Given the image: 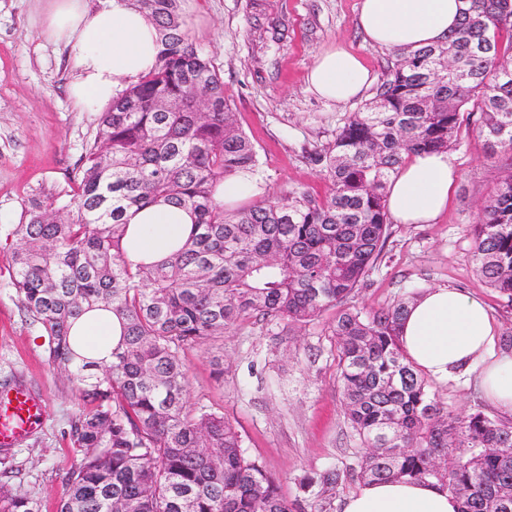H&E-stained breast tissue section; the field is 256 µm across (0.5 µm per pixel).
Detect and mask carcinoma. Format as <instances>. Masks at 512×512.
Wrapping results in <instances>:
<instances>
[{
	"instance_id": "obj_1",
	"label": "carcinoma",
	"mask_w": 512,
	"mask_h": 512,
	"mask_svg": "<svg viewBox=\"0 0 512 512\" xmlns=\"http://www.w3.org/2000/svg\"><path fill=\"white\" fill-rule=\"evenodd\" d=\"M465 3L447 41L395 50L373 98L311 155L327 195L293 189L227 211L218 192L258 173L256 148L180 0H134L161 35L155 69L100 113L65 204L33 198L9 232L11 285L81 401L58 512H304L308 495L333 512L348 480L401 479L435 482L461 512H512V420L453 414L431 391L399 341L415 293L352 305L389 236L387 187L406 155L456 148L471 125L490 153L512 154V0ZM158 204L194 221L170 256L136 266L127 214ZM472 262L512 302V170L480 209ZM95 307L123 325L108 361L73 332ZM333 309L343 413L362 447L349 466L303 476L290 502L224 414L188 406L181 354L243 320L302 326ZM0 512L39 508L0 482Z\"/></svg>"
}]
</instances>
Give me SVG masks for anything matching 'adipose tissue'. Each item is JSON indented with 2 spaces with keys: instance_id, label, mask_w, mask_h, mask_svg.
Segmentation results:
<instances>
[{
  "instance_id": "adipose-tissue-1",
  "label": "adipose tissue",
  "mask_w": 512,
  "mask_h": 512,
  "mask_svg": "<svg viewBox=\"0 0 512 512\" xmlns=\"http://www.w3.org/2000/svg\"><path fill=\"white\" fill-rule=\"evenodd\" d=\"M463 0H361L357 26L367 40L388 49L421 48L443 40L454 27ZM44 37L62 44L73 71L70 96L81 111L95 112L155 68V23L131 0H110L93 8L88 0H50ZM307 81L328 101L362 96L371 83L361 60L343 45L315 59ZM458 173L445 152L421 151L406 157L388 187V214L398 224H434L447 211ZM192 218L180 208L155 205L128 213V257L148 262L177 249ZM78 330L96 358L107 356L120 336L117 319L89 312ZM493 311L451 286L428 288L408 306L400 328L407 357L428 379L444 382L475 371L484 399L512 418V350L500 346ZM460 501L425 481L360 484L340 504V512H459Z\"/></svg>"
}]
</instances>
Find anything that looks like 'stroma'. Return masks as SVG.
<instances>
[{
    "instance_id": "35a3bbf8",
    "label": "stroma",
    "mask_w": 512,
    "mask_h": 512,
    "mask_svg": "<svg viewBox=\"0 0 512 512\" xmlns=\"http://www.w3.org/2000/svg\"><path fill=\"white\" fill-rule=\"evenodd\" d=\"M360 0H182L190 40L209 55L240 128L254 143L259 177L268 194L306 189L324 195L329 182L310 155L332 140L345 117L372 98L394 59L370 44L356 26ZM46 0H0V390L27 388L47 404L41 430L11 448L8 479L57 512L64 479L76 462L68 432L78 400L64 374L49 367L47 338L10 285L20 223L32 197L69 188L98 122L79 111L73 79L60 47L42 34ZM340 43L370 70L363 97L336 103L313 93L307 75L316 56ZM451 157L459 171L454 199L435 224H394L381 259L356 298L369 310L386 308L411 288L453 286L496 313L502 335L512 334V303L476 273L470 257L473 225L507 168L503 154L487 156L478 129L462 130ZM222 356L224 377L212 359ZM190 406L223 412L243 438L249 458L276 476L294 499L304 474L353 463L360 446L345 419L337 381L336 339L328 319L282 331L249 320L222 344L187 350ZM449 410H486L474 372L437 383Z\"/></svg>"
}]
</instances>
